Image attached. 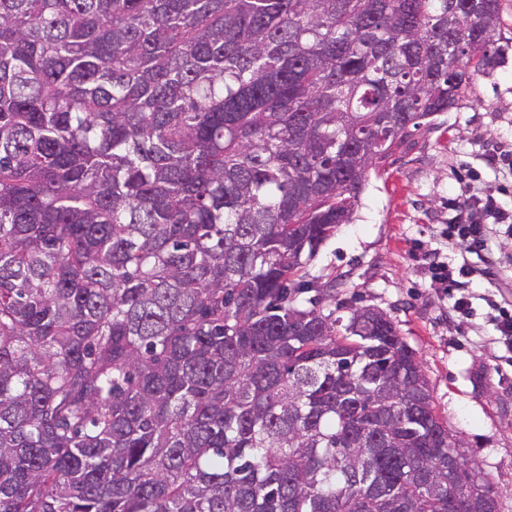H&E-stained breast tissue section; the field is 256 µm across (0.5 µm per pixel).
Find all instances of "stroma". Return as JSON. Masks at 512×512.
<instances>
[{"instance_id":"stroma-1","label":"stroma","mask_w":512,"mask_h":512,"mask_svg":"<svg viewBox=\"0 0 512 512\" xmlns=\"http://www.w3.org/2000/svg\"><path fill=\"white\" fill-rule=\"evenodd\" d=\"M500 65L476 75L466 98L420 127L380 174L371 175L352 223L341 225L305 268L330 288L327 309L386 313L423 362L431 400L463 436L465 453L490 473L501 512H512V361L498 343L488 300L512 311V233L493 227L495 263L461 256L442 230L453 222L455 198L485 186L512 206V165L489 162L491 150L512 148V0H502ZM477 268L466 284L432 282L424 253ZM468 294L470 317L450 313L452 297Z\"/></svg>"}]
</instances>
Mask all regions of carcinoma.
Returning <instances> with one entry per match:
<instances>
[{"instance_id": "carcinoma-1", "label": "carcinoma", "mask_w": 512, "mask_h": 512, "mask_svg": "<svg viewBox=\"0 0 512 512\" xmlns=\"http://www.w3.org/2000/svg\"><path fill=\"white\" fill-rule=\"evenodd\" d=\"M500 13L0 0V512H500L391 319L303 274Z\"/></svg>"}]
</instances>
